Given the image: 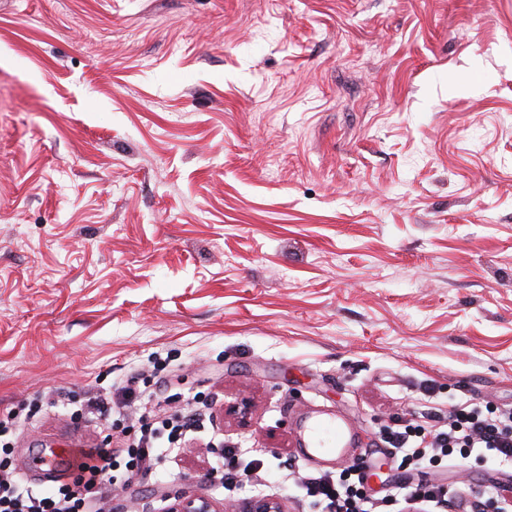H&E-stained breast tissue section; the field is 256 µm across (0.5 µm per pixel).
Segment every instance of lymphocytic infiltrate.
I'll list each match as a JSON object with an SVG mask.
<instances>
[{
	"mask_svg": "<svg viewBox=\"0 0 512 512\" xmlns=\"http://www.w3.org/2000/svg\"><path fill=\"white\" fill-rule=\"evenodd\" d=\"M167 390V382L161 381L149 393L130 385L106 395L88 391L82 405L86 420L106 421L136 410L142 414L139 431L119 443L108 437L90 442L71 473L37 494L23 486L8 458L0 456V512H112L113 490L158 473L186 435L204 431L213 417L208 403L189 402L175 412L163 411L171 400ZM387 444L402 465L419 473L455 450L465 458L512 463V410L486 412L466 402L450 406L442 421L430 407L415 419L394 424ZM367 482V468L356 464L338 477L327 472L298 477L296 485L318 512H379L380 501L369 493ZM391 485L395 493L390 500L404 512H450L454 506L444 486L414 483L404 476L392 479Z\"/></svg>",
	"mask_w": 512,
	"mask_h": 512,
	"instance_id": "1",
	"label": "lymphocytic infiltrate"
}]
</instances>
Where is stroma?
Wrapping results in <instances>:
<instances>
[{"mask_svg": "<svg viewBox=\"0 0 512 512\" xmlns=\"http://www.w3.org/2000/svg\"><path fill=\"white\" fill-rule=\"evenodd\" d=\"M160 360L267 483L222 488L196 442L112 512H310L302 412L387 475L393 417L512 409V0H0V415L70 400L20 431L24 485L91 436L89 387ZM431 475L512 499V464ZM166 507H155L156 501L151 500L142 504L141 512H287L284 502L274 497H255L240 505L231 507L217 503L209 498L196 495H178ZM160 508V509H159Z\"/></svg>", "mask_w": 512, "mask_h": 512, "instance_id": "1", "label": "stroma"}]
</instances>
